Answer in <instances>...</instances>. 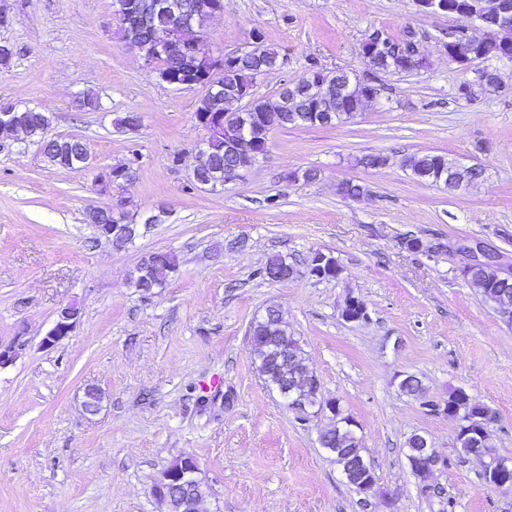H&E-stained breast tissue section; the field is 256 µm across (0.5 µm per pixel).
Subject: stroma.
<instances>
[{"label": "stroma", "instance_id": "35a3bbf8", "mask_svg": "<svg viewBox=\"0 0 512 512\" xmlns=\"http://www.w3.org/2000/svg\"><path fill=\"white\" fill-rule=\"evenodd\" d=\"M0 3L11 18L0 45L14 49L0 70V104L47 108L50 135L79 137L91 154L88 169L66 172L37 142L0 135V345L20 348L0 370V512H162L151 488L188 454L204 512H438L444 498L455 512H512V492L490 487L482 462L461 453L455 421L398 388L409 373L424 399L473 392L497 411L491 440L512 459V324L458 273L465 243L497 250L512 272V64L500 66V89L460 97L475 69L450 62L444 46L470 18L428 14L416 0H224L203 27L214 53L234 52L258 30L286 60L257 77V96H275L314 65L370 80L381 96L343 124L272 129L266 156L213 192L189 179L204 136L194 116L202 88L161 82L126 44L113 0ZM376 29L412 35L424 65L371 71L359 47ZM89 92L99 107L84 112ZM128 112L141 116L137 132L113 125ZM418 152L483 176L448 192L404 167ZM368 154L388 161L364 167ZM129 160L137 177L117 197L157 221L118 250L95 241L84 218L113 199L97 191L96 175ZM347 180L363 185L360 198L337 194ZM407 238L422 250H407ZM437 243L443 251L431 252ZM155 251L173 253L177 268L144 295L129 277ZM318 251L337 260L338 278L256 274L271 255L301 268ZM350 294L367 321L342 318ZM69 302L81 307L79 322L44 347ZM270 305L323 398L356 421L371 491L349 485L322 448L330 414L300 421L258 373L249 327ZM88 384L104 393L94 415L82 408ZM416 433L446 461L432 496L406 459Z\"/></svg>", "mask_w": 512, "mask_h": 512}]
</instances>
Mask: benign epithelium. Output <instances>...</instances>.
I'll return each mask as SVG.
<instances>
[{
    "label": "benign epithelium",
    "mask_w": 512,
    "mask_h": 512,
    "mask_svg": "<svg viewBox=\"0 0 512 512\" xmlns=\"http://www.w3.org/2000/svg\"><path fill=\"white\" fill-rule=\"evenodd\" d=\"M419 6L429 13L459 14L473 19L479 27L496 30L501 36L495 39L481 40L469 31H463L461 40L450 43L446 46L448 60L469 64L474 61L483 63L478 68V74L485 78L499 79L496 63L507 60L512 61V0H418ZM114 15L123 28H131L138 25H145L160 18L163 25L157 29L155 41L152 48L145 50L137 43L131 42L129 46L140 53L145 66L157 72L158 77L169 85H176V82L169 79L162 68V60L168 54L181 52L187 56H194L202 50V39H194L187 42H178L172 38L174 31L192 26L198 19L208 17L223 11L222 0H199V2L188 7L177 0H116L113 3ZM260 44L258 34H253L251 41L243 47L230 54H209V60L213 67L206 76L207 85L205 95L212 96L221 88L219 84L222 63L237 62L242 58L255 56L258 53L257 46ZM392 48L389 37L382 33L374 32L364 38L361 43V52L370 56L380 53L385 49ZM325 83L315 76H310L301 84L298 91L304 95L308 105L311 106V115L326 111L325 97L323 95ZM224 98L236 104L235 110L231 112H211L202 117L198 124L204 129V139L196 148V160L198 163L191 170L195 176L202 171L199 160L205 156L211 138L222 133L231 142L235 151L242 155L248 164L252 165L259 157L268 151V140L259 139L254 134V125L261 122L262 117L254 114L253 123L248 124L243 119V114L254 110L252 105L255 99V92L251 88L227 87L224 89ZM16 109L13 104H0V132H10L16 127ZM134 169V162L116 165L98 174L95 183L100 191L111 190V179L127 177ZM481 172L475 167L465 166L459 162L448 167V182L453 183L458 189L468 188ZM111 208L120 215L118 224H100L94 228L96 238H104L111 242L117 249L121 245L140 237L147 225L157 221V216L147 217L144 223L140 224L131 219L124 210L122 201L111 204ZM462 251L467 254L468 261L460 268V274H467L472 267L489 266L501 269L499 256L496 252L485 248L482 245L465 246ZM311 269L320 272L325 269L337 267L335 258L322 252L314 253L309 261ZM81 309L75 303H67L57 311V318L53 328L43 339V344L51 346L60 339L67 336L77 321L80 319ZM343 318L348 322H357L367 318L366 307L357 297L348 296L342 311ZM83 402L85 410L96 413L100 410L104 399L103 392L96 386L89 384L84 388ZM286 406L298 412L305 418L317 414L319 403L316 398H306L297 403L293 394L282 396ZM483 471L490 486L509 491L512 489V481L508 476L512 474V460L504 458H482ZM198 463L186 455L165 469L155 484L152 486V494L159 503H164L165 493L170 491L174 485H179L186 490L192 489L199 481Z\"/></svg>",
    "instance_id": "1"
}]
</instances>
